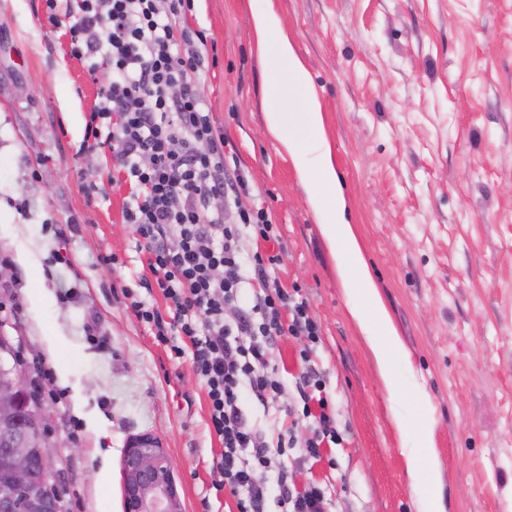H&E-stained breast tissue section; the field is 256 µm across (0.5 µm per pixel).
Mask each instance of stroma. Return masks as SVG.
I'll return each mask as SVG.
<instances>
[{
	"label": "stroma",
	"mask_w": 512,
	"mask_h": 512,
	"mask_svg": "<svg viewBox=\"0 0 512 512\" xmlns=\"http://www.w3.org/2000/svg\"><path fill=\"white\" fill-rule=\"evenodd\" d=\"M277 14L308 71L347 198V220L407 358L384 381L348 312L337 260L288 152L269 134L267 60L252 14ZM185 24L215 59L197 76L228 162L281 236L275 270L320 328L315 361L344 440L298 484L339 512H512V0H193ZM112 68L70 52L45 0H0V332L52 426L51 477L69 512H124L131 437H159L183 512H236L212 461L192 355L174 356L130 307L147 255L122 212L129 188L109 149L82 151ZM302 339L270 365L286 393L244 407L292 426ZM428 465L410 476L422 417Z\"/></svg>",
	"instance_id": "stroma-1"
}]
</instances>
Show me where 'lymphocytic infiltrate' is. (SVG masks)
Masks as SVG:
<instances>
[{
	"instance_id": "1",
	"label": "lymphocytic infiltrate",
	"mask_w": 512,
	"mask_h": 512,
	"mask_svg": "<svg viewBox=\"0 0 512 512\" xmlns=\"http://www.w3.org/2000/svg\"><path fill=\"white\" fill-rule=\"evenodd\" d=\"M46 0L51 24L67 21L73 55L105 54L112 81L90 115L106 125L103 141L132 186L123 210L149 254L148 268L168 314L132 300L138 318L159 340L176 332L193 348V370L208 389L209 421L223 449L212 469L235 500L237 512H332L316 485L297 486L284 458L292 430L270 436L242 409L244 391L277 402L283 384L268 370V355L282 336L304 339L296 387L308 435L305 459L320 460L323 445L343 436L313 361L320 340L305 301L281 287L272 271L278 255L247 248L250 239L276 245L271 215L240 203L248 182L228 168L227 142L195 77L204 64L189 32L177 21L190 0Z\"/></svg>"
}]
</instances>
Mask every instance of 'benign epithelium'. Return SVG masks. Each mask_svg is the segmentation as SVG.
I'll list each match as a JSON object with an SVG mask.
<instances>
[{
  "label": "benign epithelium",
  "instance_id": "benign-epithelium-1",
  "mask_svg": "<svg viewBox=\"0 0 512 512\" xmlns=\"http://www.w3.org/2000/svg\"><path fill=\"white\" fill-rule=\"evenodd\" d=\"M0 336V449L12 460L0 489V512H67L58 482L48 478L51 425L42 411L25 406L29 373L10 362ZM124 512H182L171 463L162 442L151 434L133 437L123 458Z\"/></svg>",
  "mask_w": 512,
  "mask_h": 512
}]
</instances>
